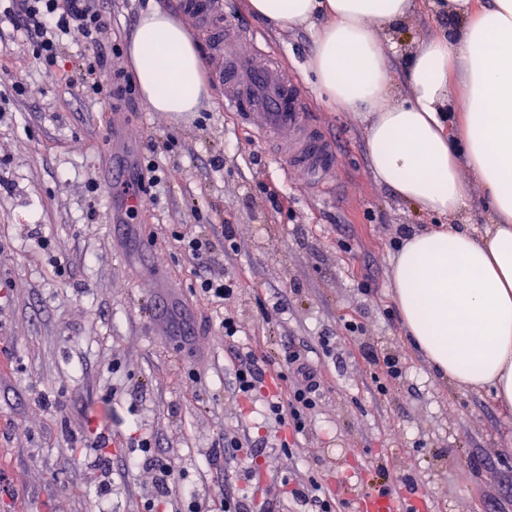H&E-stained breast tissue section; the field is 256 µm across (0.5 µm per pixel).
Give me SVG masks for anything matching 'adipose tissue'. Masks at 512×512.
<instances>
[{"instance_id":"1","label":"adipose tissue","mask_w":512,"mask_h":512,"mask_svg":"<svg viewBox=\"0 0 512 512\" xmlns=\"http://www.w3.org/2000/svg\"><path fill=\"white\" fill-rule=\"evenodd\" d=\"M418 6L247 0L272 26L315 27L311 70L329 101L363 122L378 183L424 214L449 218L467 205L470 181L482 187L484 234L452 224L404 238L391 283L406 333L434 369L458 386L492 389L512 408V0H448L461 28L418 45L396 102L378 31ZM128 56L153 111H197L202 61L181 24L146 14Z\"/></svg>"}]
</instances>
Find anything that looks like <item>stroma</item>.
Instances as JSON below:
<instances>
[{
    "mask_svg": "<svg viewBox=\"0 0 512 512\" xmlns=\"http://www.w3.org/2000/svg\"><path fill=\"white\" fill-rule=\"evenodd\" d=\"M4 7L0 0V87L21 79L29 91L0 98V512H145L154 473L127 467L142 436L174 456L183 485L210 512L227 495L240 512H298L279 486L297 468L343 501L409 475L421 512H512V410L441 378L391 297L393 240L440 220L375 182L363 124L315 86L309 27L276 28L245 0H224L226 18L253 31L257 62L288 69L333 145L336 172L325 185L286 168L227 112L216 81L197 112H155L140 97L117 107L88 101L77 47L44 69ZM109 8L104 45L127 47L139 20L159 9L184 23L199 51L209 47L180 0ZM447 25V9L425 0L401 26L380 29L393 84L420 41ZM168 140L173 149L158 162L171 176L134 217L120 206L124 186L88 191L111 153L135 162L149 142ZM217 157L222 167H213ZM268 186L284 209L267 199ZM227 222L233 251L221 243ZM182 232L208 235L212 273L242 282L227 307L240 326L233 341L220 327L223 310L194 291L199 268ZM352 315L364 326L356 338L344 328ZM322 336L335 339L331 355ZM289 345L320 368L321 402L288 456L267 420L268 384L235 396L232 369L251 351L278 373ZM365 348L403 364L387 394ZM227 429L256 452L255 470L227 460Z\"/></svg>",
    "mask_w": 512,
    "mask_h": 512,
    "instance_id": "obj_1",
    "label": "stroma"
}]
</instances>
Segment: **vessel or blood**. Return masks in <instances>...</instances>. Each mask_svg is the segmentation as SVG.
Returning <instances> with one entry per match:
<instances>
[{"mask_svg":"<svg viewBox=\"0 0 512 512\" xmlns=\"http://www.w3.org/2000/svg\"><path fill=\"white\" fill-rule=\"evenodd\" d=\"M253 39L239 24L225 22L224 40L207 57L213 78L224 87V106L265 138H275L278 155L287 166L306 171L314 182L331 178L336 166L331 145L308 112L300 87L278 64L258 65L245 46ZM394 490L352 495L351 512H363L366 502L395 512Z\"/></svg>","mask_w":512,"mask_h":512,"instance_id":"vessel-or-blood-1","label":"vessel or blood"}]
</instances>
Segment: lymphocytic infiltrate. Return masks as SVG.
Segmentation results:
<instances>
[{"mask_svg": "<svg viewBox=\"0 0 512 512\" xmlns=\"http://www.w3.org/2000/svg\"><path fill=\"white\" fill-rule=\"evenodd\" d=\"M9 15L27 36L28 55L46 67H55L63 49L71 42L83 47L82 66L86 72H94L105 64L106 58H113L108 75L83 83L82 92L88 98L105 96L116 101H132L135 89L119 64L120 46L112 45L106 51L99 41L109 21L107 0H13ZM182 243L185 251L204 268L199 275L200 294L219 305L231 299L240 283L207 272L212 250L209 239L186 236ZM285 360L288 371L281 376L284 394L270 401L269 411L280 428L298 435L304 432L308 416L320 402L318 369L295 350L286 351ZM137 446L154 471L166 502H178L180 512H205L202 500L181 490L180 473L172 456L158 452L148 437L139 439Z\"/></svg>", "mask_w": 512, "mask_h": 512, "instance_id": "lymphocytic-infiltrate-1", "label": "lymphocytic infiltrate"}]
</instances>
